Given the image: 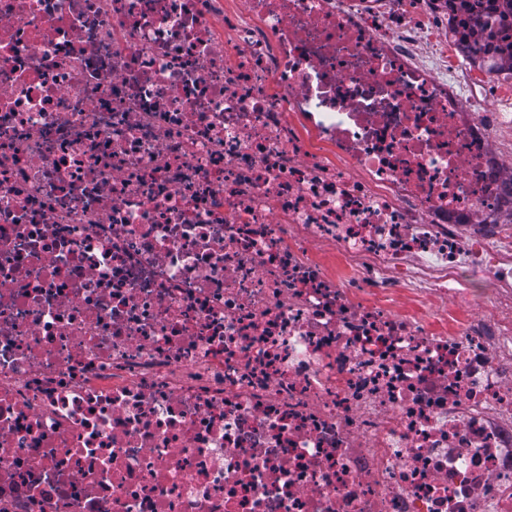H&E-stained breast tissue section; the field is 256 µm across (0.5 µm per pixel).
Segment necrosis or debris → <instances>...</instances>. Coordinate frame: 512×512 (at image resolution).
I'll return each instance as SVG.
<instances>
[{"label": "necrosis or debris", "mask_w": 512, "mask_h": 512, "mask_svg": "<svg viewBox=\"0 0 512 512\" xmlns=\"http://www.w3.org/2000/svg\"><path fill=\"white\" fill-rule=\"evenodd\" d=\"M0 512H512V0H0Z\"/></svg>", "instance_id": "4bbe7bcc"}]
</instances>
